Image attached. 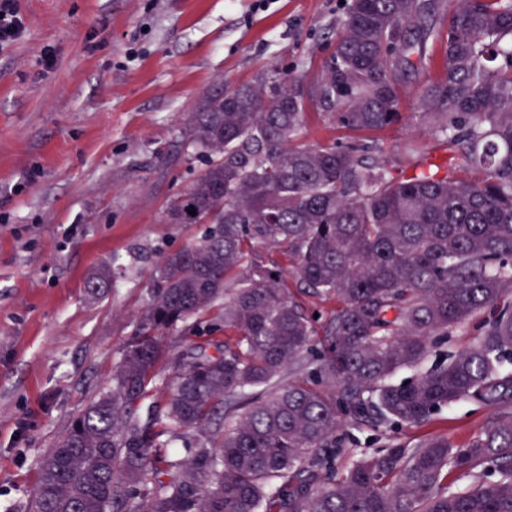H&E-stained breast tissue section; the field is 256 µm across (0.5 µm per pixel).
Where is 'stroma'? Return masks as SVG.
<instances>
[{"label": "stroma", "mask_w": 512, "mask_h": 512, "mask_svg": "<svg viewBox=\"0 0 512 512\" xmlns=\"http://www.w3.org/2000/svg\"><path fill=\"white\" fill-rule=\"evenodd\" d=\"M0 48V512H26L39 463L107 386L161 258L203 235L168 209L202 168L188 115L277 62L320 73L344 0H17ZM55 65L40 63L45 48ZM113 286L92 298L91 272ZM463 401L425 429L344 422L349 451L420 432L466 444L491 416ZM16 0L0 1V47L11 44L22 34L23 24Z\"/></svg>", "instance_id": "1"}]
</instances>
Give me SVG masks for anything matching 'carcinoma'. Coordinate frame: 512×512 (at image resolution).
<instances>
[{"label": "carcinoma", "instance_id": "cac0c4a2", "mask_svg": "<svg viewBox=\"0 0 512 512\" xmlns=\"http://www.w3.org/2000/svg\"><path fill=\"white\" fill-rule=\"evenodd\" d=\"M437 42L443 80L426 83ZM309 108L354 131L408 119L442 161L418 139L407 165L368 139L303 143ZM189 124L206 167L169 216L205 232L157 265L135 337L42 458L27 512H512V0H351L318 76L272 65ZM287 272L338 303L324 322ZM109 287L107 268L88 279ZM214 308L166 377L172 332ZM475 321L469 346L421 370L434 337ZM462 400L494 410L468 444L396 442L336 472L342 417L416 428Z\"/></svg>", "mask_w": 512, "mask_h": 512}]
</instances>
